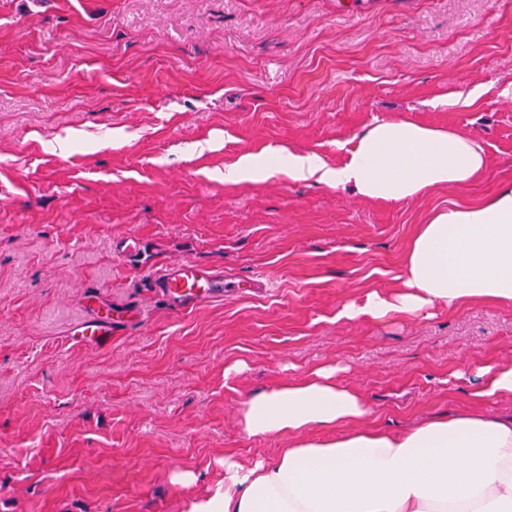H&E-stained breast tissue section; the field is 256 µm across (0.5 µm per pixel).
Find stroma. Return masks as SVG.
<instances>
[{
	"instance_id": "35a3bbf8",
	"label": "stroma",
	"mask_w": 512,
	"mask_h": 512,
	"mask_svg": "<svg viewBox=\"0 0 512 512\" xmlns=\"http://www.w3.org/2000/svg\"><path fill=\"white\" fill-rule=\"evenodd\" d=\"M351 2L0 0V512H184L225 453L287 447L242 432L251 391L337 363L372 424L401 429L512 361V305L335 319L396 285L434 210L512 182V0ZM395 118L476 135L485 170L397 203L224 179L267 149L339 163ZM182 262L239 287L179 310L154 277ZM107 307L136 324L73 338Z\"/></svg>"
}]
</instances>
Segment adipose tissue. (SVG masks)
I'll return each instance as SVG.
<instances>
[{
    "label": "adipose tissue",
    "instance_id": "obj_1",
    "mask_svg": "<svg viewBox=\"0 0 512 512\" xmlns=\"http://www.w3.org/2000/svg\"><path fill=\"white\" fill-rule=\"evenodd\" d=\"M486 167L483 144L453 129L374 120L343 163L284 149L245 153L231 182L279 173L348 188L368 200L402 201L466 185ZM512 304V184L482 202L434 211L408 243L398 289L372 290L336 309L340 321H412L439 306ZM341 365L252 391L243 432L280 437L274 458H224V480L186 512H512V421L485 410L512 397V361L478 366L466 407L398 433L370 426L366 398Z\"/></svg>",
    "mask_w": 512,
    "mask_h": 512
}]
</instances>
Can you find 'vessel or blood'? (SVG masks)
<instances>
[{"mask_svg": "<svg viewBox=\"0 0 512 512\" xmlns=\"http://www.w3.org/2000/svg\"><path fill=\"white\" fill-rule=\"evenodd\" d=\"M157 282L161 293L169 301L185 309L196 308L223 296L225 288L222 277L190 262L165 269ZM133 323L132 317H111L96 310L79 325L77 332L82 340L101 344Z\"/></svg>", "mask_w": 512, "mask_h": 512, "instance_id": "vessel-or-blood-1", "label": "vessel or blood"}]
</instances>
